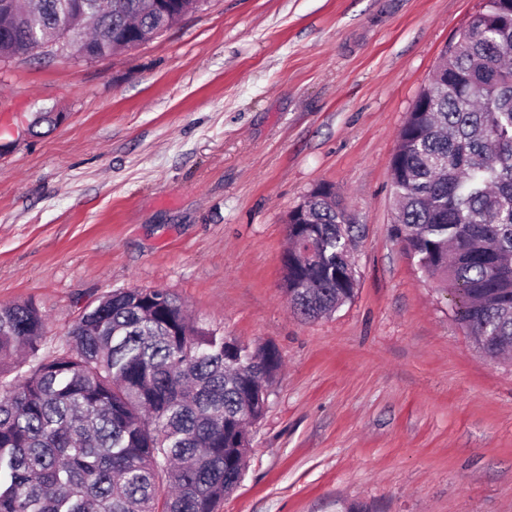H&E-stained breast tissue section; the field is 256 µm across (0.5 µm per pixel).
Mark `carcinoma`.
<instances>
[{
  "instance_id": "obj_1",
  "label": "carcinoma",
  "mask_w": 512,
  "mask_h": 512,
  "mask_svg": "<svg viewBox=\"0 0 512 512\" xmlns=\"http://www.w3.org/2000/svg\"><path fill=\"white\" fill-rule=\"evenodd\" d=\"M208 0H16L0 57L28 56L74 22L95 60L148 43ZM418 94L391 169L395 232L453 297L489 359L512 352V0H482ZM328 186L288 214L284 289L309 321L351 300L358 227ZM32 301L0 306V512H216L244 478L248 426L266 411L277 351L190 321L161 289L111 291L70 343L44 351ZM28 370L8 379L17 357Z\"/></svg>"
}]
</instances>
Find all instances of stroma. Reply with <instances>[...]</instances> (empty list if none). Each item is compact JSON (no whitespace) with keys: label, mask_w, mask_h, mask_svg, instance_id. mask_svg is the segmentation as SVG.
Masks as SVG:
<instances>
[{"label":"stroma","mask_w":512,"mask_h":512,"mask_svg":"<svg viewBox=\"0 0 512 512\" xmlns=\"http://www.w3.org/2000/svg\"><path fill=\"white\" fill-rule=\"evenodd\" d=\"M481 0H209L94 61L0 60V305L46 351L108 292L162 289L281 359L218 512H512V366L486 359L394 233L391 159ZM333 188L353 298L305 321L289 212Z\"/></svg>","instance_id":"stroma-1"}]
</instances>
